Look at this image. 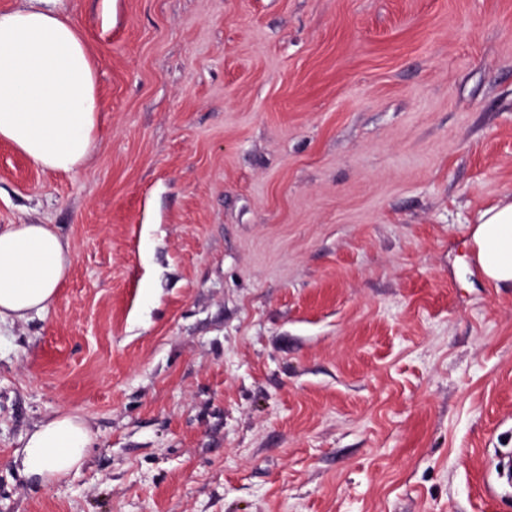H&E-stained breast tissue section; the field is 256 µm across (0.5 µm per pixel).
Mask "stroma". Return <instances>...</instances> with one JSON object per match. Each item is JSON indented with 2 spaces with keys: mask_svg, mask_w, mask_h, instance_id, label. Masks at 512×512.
I'll list each match as a JSON object with an SVG mask.
<instances>
[{
  "mask_svg": "<svg viewBox=\"0 0 512 512\" xmlns=\"http://www.w3.org/2000/svg\"><path fill=\"white\" fill-rule=\"evenodd\" d=\"M94 55L74 174L0 142V225L72 251L0 325V512H512V0H58ZM61 412L96 435L42 486ZM471 240L483 276L495 284L512 286V197L479 213ZM96 436L83 418L68 413L48 417L27 434L20 472L41 485H50L80 470Z\"/></svg>",
  "mask_w": 512,
  "mask_h": 512,
  "instance_id": "1",
  "label": "stroma"
}]
</instances>
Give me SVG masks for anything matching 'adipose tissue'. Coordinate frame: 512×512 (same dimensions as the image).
<instances>
[{
    "label": "adipose tissue",
    "instance_id": "obj_1",
    "mask_svg": "<svg viewBox=\"0 0 512 512\" xmlns=\"http://www.w3.org/2000/svg\"><path fill=\"white\" fill-rule=\"evenodd\" d=\"M51 0L0 12V141L35 166L79 171L97 148L100 99L92 53ZM483 276L512 285V197L481 211L471 231ZM70 246L49 224L0 226V321L54 304L71 266ZM96 436L83 418L59 413L28 433L20 472L50 485L83 466Z\"/></svg>",
    "mask_w": 512,
    "mask_h": 512
}]
</instances>
